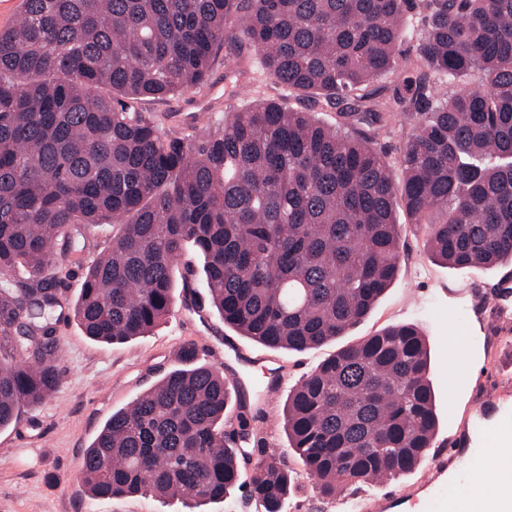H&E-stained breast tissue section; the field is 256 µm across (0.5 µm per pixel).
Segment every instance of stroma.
<instances>
[{"label":"stroma","instance_id":"obj_1","mask_svg":"<svg viewBox=\"0 0 512 512\" xmlns=\"http://www.w3.org/2000/svg\"><path fill=\"white\" fill-rule=\"evenodd\" d=\"M223 59H216L199 106L187 96L146 100L167 132H190L221 118L229 105ZM405 240L399 272L373 310L347 336L302 352L262 346L224 324L211 308H196L179 294L169 317L145 336L104 344L90 340L75 321L61 320L60 384L39 408L24 411L0 430V512H183L180 503L139 495L92 497L77 468L112 412L126 408L167 371L179 368V351L195 343L204 362L243 384L251 429L260 430L268 451L286 453L283 412L291 386L339 347L393 324L415 325L428 340L439 428L436 444L414 473L333 500L316 496L314 480L298 471V490L288 512H351L352 501L390 499L392 512H419L425 485L464 478L483 453L488 434L512 427V294L492 306L501 282L512 284V263L492 270H459L434 260L421 226L398 210ZM118 227L98 224L85 231L83 256L70 257L59 287L71 305L82 282V263L105 252ZM279 388H269L271 377Z\"/></svg>","mask_w":512,"mask_h":512}]
</instances>
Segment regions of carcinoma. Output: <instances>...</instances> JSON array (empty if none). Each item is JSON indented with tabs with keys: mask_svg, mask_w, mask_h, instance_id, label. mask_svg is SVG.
<instances>
[{
	"mask_svg": "<svg viewBox=\"0 0 512 512\" xmlns=\"http://www.w3.org/2000/svg\"><path fill=\"white\" fill-rule=\"evenodd\" d=\"M416 17V76L364 106ZM223 49L247 103L202 135L165 133L140 102L202 90ZM253 54L297 99L347 102L341 121L255 97ZM477 72L483 89L448 98L432 78ZM405 112L417 128L397 179L377 143ZM400 206L452 268L512 261V0H22L0 31V429L59 385L58 286L89 226L120 225L68 309L90 339L165 322L191 249L224 324L304 351L345 335L397 276ZM180 360L87 448L91 494L197 506L242 488L255 512H283L285 456L240 482L239 443L264 437L242 413L232 426L228 381L195 344ZM284 430L324 499L413 473L438 430L425 336L387 326L328 357L289 391Z\"/></svg>",
	"mask_w": 512,
	"mask_h": 512,
	"instance_id": "1",
	"label": "carcinoma"
}]
</instances>
